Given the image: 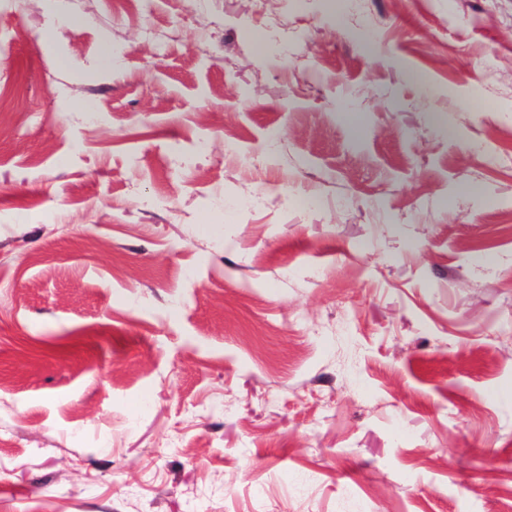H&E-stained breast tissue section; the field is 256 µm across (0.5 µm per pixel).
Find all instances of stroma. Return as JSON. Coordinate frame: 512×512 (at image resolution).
Here are the masks:
<instances>
[{"label": "stroma", "mask_w": 512, "mask_h": 512, "mask_svg": "<svg viewBox=\"0 0 512 512\" xmlns=\"http://www.w3.org/2000/svg\"><path fill=\"white\" fill-rule=\"evenodd\" d=\"M0 512H512V0H0Z\"/></svg>", "instance_id": "obj_1"}]
</instances>
